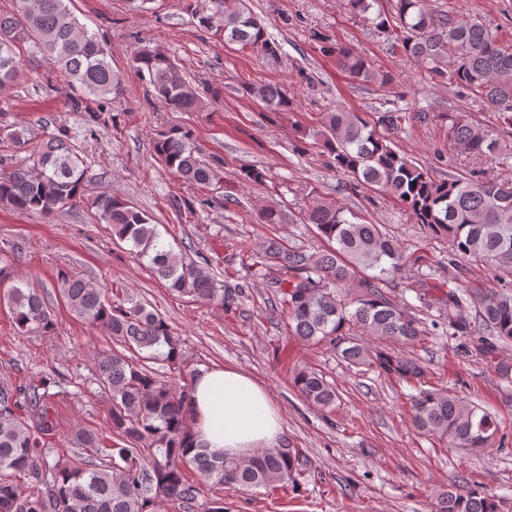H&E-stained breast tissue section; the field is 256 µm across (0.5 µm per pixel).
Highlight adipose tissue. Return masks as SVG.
I'll use <instances>...</instances> for the list:
<instances>
[{
  "label": "adipose tissue",
  "mask_w": 512,
  "mask_h": 512,
  "mask_svg": "<svg viewBox=\"0 0 512 512\" xmlns=\"http://www.w3.org/2000/svg\"><path fill=\"white\" fill-rule=\"evenodd\" d=\"M197 444L229 456L277 447L282 417L264 385L234 367L200 370L192 379Z\"/></svg>",
  "instance_id": "adipose-tissue-1"
}]
</instances>
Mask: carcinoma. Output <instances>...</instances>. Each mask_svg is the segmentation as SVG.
I'll return each mask as SVG.
<instances>
[{"label": "carcinoma", "instance_id": "cac0c4a2", "mask_svg": "<svg viewBox=\"0 0 512 512\" xmlns=\"http://www.w3.org/2000/svg\"><path fill=\"white\" fill-rule=\"evenodd\" d=\"M71 0H17L13 13H0V86L22 75L17 49L31 42L63 72L78 92L75 105L94 96L119 94L122 76L112 68L96 36L79 22ZM348 9L384 38L388 49L413 59L433 77L454 83L483 99L503 122L512 124V42L476 16H455L428 9L424 0H395L385 12L382 0H346ZM199 25L229 44L253 48L265 56L280 46L244 6L228 0H202L195 10ZM337 65L354 81L385 84L387 77L350 48L327 46ZM140 77L153 87L169 112H192L195 88L171 58L159 49L142 48L133 56ZM270 112L290 110L286 92L275 84L247 88ZM322 147L329 166L369 190L386 191L416 222L448 237V260L476 258L491 267L505 290L483 294L464 288L434 292L431 275L407 278L401 300L388 286L403 277L407 259L397 241L380 224H368L354 212L310 195L293 212L269 204L262 224H312L329 247L310 250L300 244L269 242L252 266L276 265L275 297L288 316L289 333L309 345L327 342L353 365L372 367L400 381L418 385L410 395L413 426L457 448L504 447L496 441L499 424L462 398L441 388L424 387L426 369L414 358L372 350L354 332L413 345L428 335L425 322L411 312L410 293L420 307L433 308L448 326V335L467 340L466 353L482 357L498 376L512 382V365L497 360L499 347L512 343V182L465 176L436 181L359 113L342 107L320 118ZM448 148L476 159H507L506 145L487 126L449 117ZM64 130L51 135L28 160L0 174V204L20 212L54 215L83 197L89 182L80 154L67 143ZM154 151L177 177L205 185L210 164L188 130L171 127L158 133ZM99 219L130 253L148 259L149 269L168 288L207 302H226L208 263L183 264L173 254L152 219L132 202L112 193L92 200ZM356 287L353 296L343 290ZM58 292L79 318L102 327L112 349L99 356V389L112 401V444L80 429L82 452L57 457L56 421L51 387L44 374L22 385L0 384V512H157L168 502L182 512H224V500L202 499L203 487L266 490L296 485L310 463L297 448L281 444L259 448L247 458L201 448L189 453L191 388L176 387L164 369L185 368L182 344L159 314L121 289L106 290L72 271L57 275ZM12 319L23 333L51 336L53 314L34 286L16 287L9 295ZM471 302L475 316L463 315ZM294 388L310 406L331 412L336 388L308 368L294 374ZM439 512H500L495 496L454 484L439 494Z\"/></svg>", "mask_w": 512, "mask_h": 512}]
</instances>
